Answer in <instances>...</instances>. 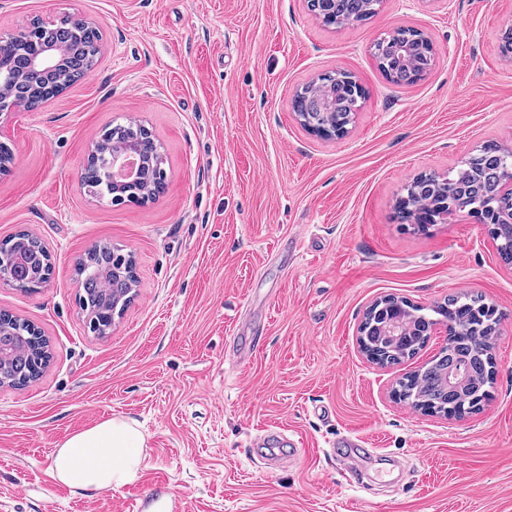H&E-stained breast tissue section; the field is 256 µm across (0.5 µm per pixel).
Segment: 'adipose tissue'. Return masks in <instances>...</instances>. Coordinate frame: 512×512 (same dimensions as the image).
I'll return each instance as SVG.
<instances>
[{"mask_svg":"<svg viewBox=\"0 0 512 512\" xmlns=\"http://www.w3.org/2000/svg\"><path fill=\"white\" fill-rule=\"evenodd\" d=\"M145 461L144 437L135 422L110 418L64 440L50 471L74 489L112 490L134 481Z\"/></svg>","mask_w":512,"mask_h":512,"instance_id":"1","label":"adipose tissue"}]
</instances>
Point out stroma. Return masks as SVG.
<instances>
[{
  "instance_id": "1",
  "label": "stroma",
  "mask_w": 512,
  "mask_h": 512,
  "mask_svg": "<svg viewBox=\"0 0 512 512\" xmlns=\"http://www.w3.org/2000/svg\"><path fill=\"white\" fill-rule=\"evenodd\" d=\"M63 17L99 25L96 67L0 118L13 150L0 239L27 230L53 265L36 292L0 285V308L53 353L36 382L0 386V512H131L157 483L186 512H512V263L475 218L418 231L395 210L415 178L512 148V59L497 49L512 0H384L341 28L305 0H0L2 34ZM400 27L437 49L412 85L372 55ZM336 70L366 98L348 135L324 140L291 101ZM130 119L162 144L166 187L115 206L81 170ZM99 242L131 254L138 280L105 338L77 296L76 265ZM464 291L502 315L491 398L460 418L415 411L393 390L444 346L443 327L380 366L359 325L387 295L428 307ZM255 321L262 348L239 363L230 345ZM111 417L145 437L140 478L89 494L53 480L54 448ZM270 431L298 440L296 457L255 445ZM345 434L364 441L358 481L328 446Z\"/></svg>"
}]
</instances>
